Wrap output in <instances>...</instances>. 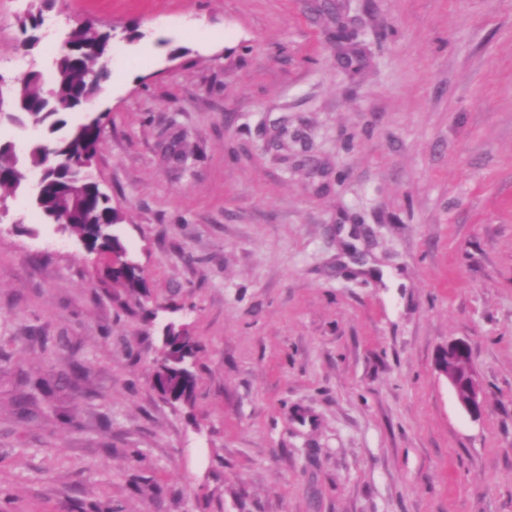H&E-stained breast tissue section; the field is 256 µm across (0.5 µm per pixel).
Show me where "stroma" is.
Wrapping results in <instances>:
<instances>
[{"instance_id":"obj_1","label":"stroma","mask_w":512,"mask_h":512,"mask_svg":"<svg viewBox=\"0 0 512 512\" xmlns=\"http://www.w3.org/2000/svg\"><path fill=\"white\" fill-rule=\"evenodd\" d=\"M80 21L142 287L0 194V512H512V0H0V93ZM438 369L448 380L462 408L472 418H480L484 412L482 388L472 366L467 341L455 339L449 342L438 362Z\"/></svg>"}]
</instances>
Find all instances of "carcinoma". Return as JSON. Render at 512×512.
<instances>
[{"label": "carcinoma", "instance_id": "carcinoma-1", "mask_svg": "<svg viewBox=\"0 0 512 512\" xmlns=\"http://www.w3.org/2000/svg\"><path fill=\"white\" fill-rule=\"evenodd\" d=\"M111 51V34L99 28L77 25L70 29L53 61L49 83L41 74L32 72L17 79L13 88L16 111L9 117L46 129L44 140L34 144L27 155L31 167L46 168V187L36 205L48 218H54L63 203L76 198L74 218L63 224L71 232L87 239L92 246L112 252L118 243L98 234L101 224H117L119 212L109 204V197L100 196L97 184L87 171L76 167L83 157L96 155L101 143V117L87 119L71 126L65 114L88 104L110 77L105 59ZM96 79L88 80V73ZM21 170L8 148L0 146V190H16L22 181ZM112 282L131 291L141 288L136 268L114 265Z\"/></svg>", "mask_w": 512, "mask_h": 512}]
</instances>
